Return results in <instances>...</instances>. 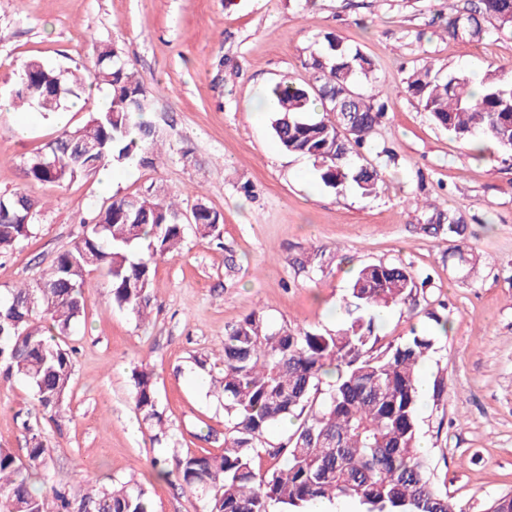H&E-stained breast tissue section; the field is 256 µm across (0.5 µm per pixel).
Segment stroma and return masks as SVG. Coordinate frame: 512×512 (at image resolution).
<instances>
[{
  "instance_id": "obj_1",
  "label": "stroma",
  "mask_w": 512,
  "mask_h": 512,
  "mask_svg": "<svg viewBox=\"0 0 512 512\" xmlns=\"http://www.w3.org/2000/svg\"><path fill=\"white\" fill-rule=\"evenodd\" d=\"M447 13L448 0H0L1 97H13L28 60L87 75L100 47L114 48L146 88L162 152L152 166L114 165L109 190L95 171L63 185L31 180L26 162L95 106L70 109L63 126L31 107L0 112V196L20 192L40 207L32 236L0 258V293L33 284L76 241L79 217L113 198L170 194L184 213L202 204L222 217L216 238L185 225L178 254L156 264L146 320L113 307L107 281L87 275L61 409L42 412L25 382L0 377V448L26 462L36 430L49 477L75 496L132 480L153 512H204L153 466L224 448V406L195 358L254 313L275 328H340L356 271L384 263L417 286L378 320L375 350L414 328L436 337L419 375L445 391L424 394L417 419L437 481L462 512L512 490V152L490 143L476 158L404 83L427 64L512 76V39L446 37L437 18ZM330 36L369 57L386 90V116L360 151L385 170L372 196L325 186L310 158L280 146L266 110L268 89L308 80L310 56ZM23 120L30 132L19 140ZM432 204L460 212L461 235L429 228ZM144 368L159 435L132 399V374Z\"/></svg>"
}]
</instances>
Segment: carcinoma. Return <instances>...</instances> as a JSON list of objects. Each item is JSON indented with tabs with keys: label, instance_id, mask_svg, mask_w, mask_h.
<instances>
[{
	"label": "carcinoma",
	"instance_id": "carcinoma-1",
	"mask_svg": "<svg viewBox=\"0 0 512 512\" xmlns=\"http://www.w3.org/2000/svg\"><path fill=\"white\" fill-rule=\"evenodd\" d=\"M453 39L479 41L512 37V0H464L442 24ZM94 80L110 89L107 105L80 128L82 137L103 143L93 158L74 155V132L64 130L46 151L57 156L50 172L30 158L26 176L64 184L110 165L148 157L156 142L143 83L129 64L108 48L98 52ZM311 79L281 81L271 88V127L286 151L314 160L323 183L375 195L384 181L377 163L355 162L384 117L376 93L357 86L373 72L372 61L358 50L328 40V52L311 54ZM86 79L69 82L38 61L19 73L15 98L44 113L61 109L78 95ZM407 88L439 127L466 144L482 135L512 151V78L489 73L483 91H472L463 73L446 77L429 65L413 69ZM353 95L350 112L336 111L333 97ZM14 197L0 199V255L34 233L35 220L16 224L7 216ZM175 200L169 197L114 199L90 217H82V237L61 252L34 286L0 295V373L17 376L31 387L39 406L56 412L72 376L71 349L65 339L83 313L86 276L100 271L107 279L112 305L142 317L151 304L157 260L174 256L182 241ZM430 224L448 225L460 234L463 219L453 209L433 211ZM201 237L219 233L220 215L207 207L194 217ZM416 287L404 268L370 264L358 271L340 304L342 327L334 332L294 331L270 327L252 314L235 326L215 354L223 367L211 378L213 391L224 401V452L188 455L177 460L182 482L206 504V512H305L318 501L350 498L364 512H458L448 491L434 479L417 449L418 370L435 338L416 330L373 354L376 317L398 304ZM46 318L49 325H37ZM335 384L313 409L314 394L324 375ZM133 401L150 427L161 422L153 373L133 372ZM305 416L284 442L270 439L280 422ZM48 446L32 434L29 463L17 464L13 453L0 448V512H152L145 489L133 482L98 488L81 499L57 484L38 486L33 475L44 466ZM262 457L270 468L255 465Z\"/></svg>",
	"mask_w": 512,
	"mask_h": 512
}]
</instances>
